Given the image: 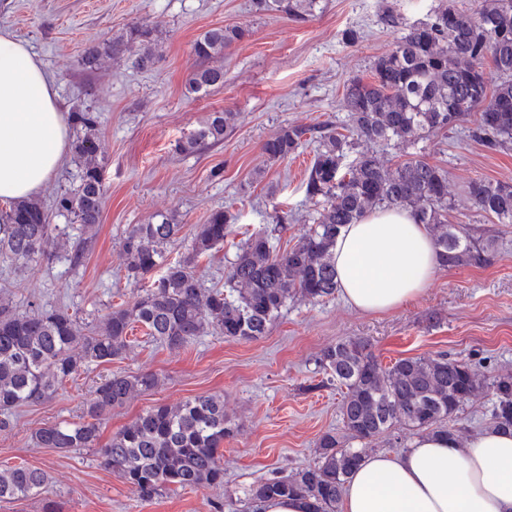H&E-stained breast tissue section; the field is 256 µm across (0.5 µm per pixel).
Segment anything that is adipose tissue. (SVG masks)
Wrapping results in <instances>:
<instances>
[{"label":"adipose tissue","instance_id":"ef3b65f1","mask_svg":"<svg viewBox=\"0 0 512 512\" xmlns=\"http://www.w3.org/2000/svg\"><path fill=\"white\" fill-rule=\"evenodd\" d=\"M70 149L51 80L28 46L0 32V203L35 194ZM339 290L364 312L415 299L440 262L425 225L406 209H378L347 225L333 250ZM340 512H512V435L473 434L466 446L424 435L407 451L368 453Z\"/></svg>","mask_w":512,"mask_h":512}]
</instances>
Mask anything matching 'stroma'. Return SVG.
<instances>
[{"mask_svg":"<svg viewBox=\"0 0 512 512\" xmlns=\"http://www.w3.org/2000/svg\"><path fill=\"white\" fill-rule=\"evenodd\" d=\"M441 0H320L313 16L297 21L256 12L253 0H0V29L27 43L52 79L62 112L90 107L100 117L106 189L102 219L81 264L71 265L57 239L48 262L29 267L0 263V298L17 310L36 302L97 324L109 306L130 300L120 242L134 224L159 211L182 226L168 246L169 260L185 253L196 228L216 209L235 222L223 245L202 256L205 286H223L225 273L250 232L272 228L288 214L281 249L307 229L313 204L304 179L319 146L302 143L282 162L268 161L262 143L284 126L344 124L348 79L370 76L374 60L399 40L407 25L425 20ZM394 23H386V14ZM141 23L160 37V61L140 70L126 57L105 59L86 72L87 47L101 45ZM245 25L249 38L224 53V85L190 96L188 75L199 60L193 45L215 26ZM231 111L234 126L223 143L191 154L174 149L213 111ZM422 155L444 167L454 189L482 177L512 182V144L490 149L466 127L420 140ZM222 177H212L214 169ZM501 230L502 249L490 266L442 268L422 295L381 314L363 313L342 297L319 304L292 302L266 336L245 342L207 334L172 350L135 328L132 346L112 363L92 365L64 390L8 413L0 430V468L24 464L45 471L41 494L0 501V512H243L257 482L287 476L317 459V442L340 432L343 393L317 365L321 351L349 337L366 338L382 363L448 354L484 371L512 372V225ZM151 372L160 384L134 392L100 422V443L145 410L218 394L233 430L226 438L224 482L172 488L143 500L100 464L97 449L40 448L34 432L77 421L97 384L112 372Z\"/></svg>","mask_w":512,"mask_h":512,"instance_id":"obj_1","label":"stroma"}]
</instances>
